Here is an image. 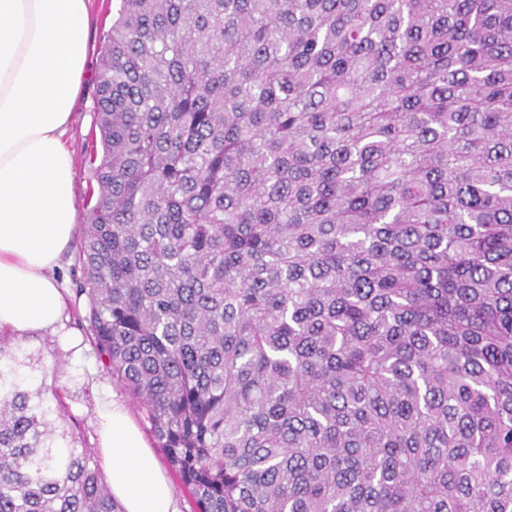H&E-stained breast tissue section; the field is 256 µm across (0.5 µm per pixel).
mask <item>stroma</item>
Masks as SVG:
<instances>
[{"label": "stroma", "instance_id": "1", "mask_svg": "<svg viewBox=\"0 0 512 512\" xmlns=\"http://www.w3.org/2000/svg\"><path fill=\"white\" fill-rule=\"evenodd\" d=\"M95 90V81H88L74 106L68 132V146L73 153L76 169L74 192L78 212L82 215L87 212L88 192L93 185L87 151L94 123L92 108ZM54 276L69 292L66 315L69 327L78 335L79 344L74 347L51 336H25L21 342L46 372H59L56 387L65 406L62 425L74 432L78 446L93 448L97 445V400L102 392L114 390L115 385L92 343L89 325L82 319L87 312V302L85 297L76 293L84 279L77 245H70L66 250Z\"/></svg>", "mask_w": 512, "mask_h": 512}]
</instances>
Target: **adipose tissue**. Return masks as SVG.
<instances>
[{"label": "adipose tissue", "instance_id": "adipose-tissue-1", "mask_svg": "<svg viewBox=\"0 0 512 512\" xmlns=\"http://www.w3.org/2000/svg\"><path fill=\"white\" fill-rule=\"evenodd\" d=\"M89 0H0V330L68 339L51 273L72 241L75 169L64 136L88 70ZM98 447L124 512H180L120 395L97 408Z\"/></svg>", "mask_w": 512, "mask_h": 512}]
</instances>
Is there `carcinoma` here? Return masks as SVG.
Returning a JSON list of instances; mask_svg holds the SVG:
<instances>
[{
	"instance_id": "cac0c4a2",
	"label": "carcinoma",
	"mask_w": 512,
	"mask_h": 512,
	"mask_svg": "<svg viewBox=\"0 0 512 512\" xmlns=\"http://www.w3.org/2000/svg\"><path fill=\"white\" fill-rule=\"evenodd\" d=\"M86 321L193 512H512V0H117ZM0 336V512H122Z\"/></svg>"
}]
</instances>
